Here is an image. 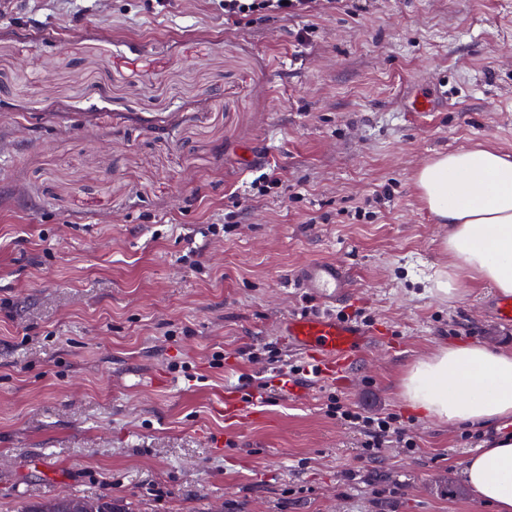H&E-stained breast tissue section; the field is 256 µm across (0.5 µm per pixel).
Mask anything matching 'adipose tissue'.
<instances>
[{"label": "adipose tissue", "mask_w": 512, "mask_h": 512, "mask_svg": "<svg viewBox=\"0 0 512 512\" xmlns=\"http://www.w3.org/2000/svg\"><path fill=\"white\" fill-rule=\"evenodd\" d=\"M419 198L447 225L435 292L454 298L471 279L512 294V155L491 148L438 155L414 176ZM402 394L422 416L451 426H494L512 418V352L483 345L440 349L412 364ZM463 479L495 512H512V434L479 448Z\"/></svg>", "instance_id": "adipose-tissue-1"}]
</instances>
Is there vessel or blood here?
<instances>
[{
	"label": "vessel or blood",
	"instance_id": "vessel-or-blood-1",
	"mask_svg": "<svg viewBox=\"0 0 512 512\" xmlns=\"http://www.w3.org/2000/svg\"><path fill=\"white\" fill-rule=\"evenodd\" d=\"M324 303H336L350 295L351 279L346 269L329 260H311L300 265L289 279ZM289 342L305 353L319 357L327 373L346 372L361 355L366 329L355 321L333 315H292L282 325Z\"/></svg>",
	"mask_w": 512,
	"mask_h": 512
}]
</instances>
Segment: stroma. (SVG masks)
Returning a JSON list of instances; mask_svg holds the SVG:
<instances>
[{"label":"stroma","mask_w":512,"mask_h":512,"mask_svg":"<svg viewBox=\"0 0 512 512\" xmlns=\"http://www.w3.org/2000/svg\"><path fill=\"white\" fill-rule=\"evenodd\" d=\"M417 90L446 91L448 109L402 111ZM477 146L512 154V0H311L241 19L217 0H12L0 512L73 495L130 512H494L462 477L490 429L420 417L401 391L439 348L512 351L493 288L433 294L448 227L413 186L437 154ZM269 164L280 186L252 195ZM313 259L347 269V300L287 286ZM304 309L366 318L374 337L345 380L308 376L283 399L263 355L310 364L277 331ZM229 391L266 400L240 417ZM332 394L397 415L416 449L363 457Z\"/></svg>","instance_id":"35a3bbf8"}]
</instances>
